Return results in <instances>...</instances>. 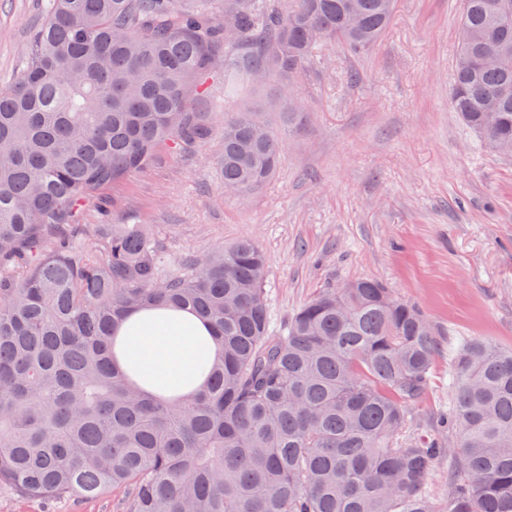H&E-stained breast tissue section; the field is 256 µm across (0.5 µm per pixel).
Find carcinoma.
<instances>
[{
  "instance_id": "1",
  "label": "carcinoma",
  "mask_w": 512,
  "mask_h": 512,
  "mask_svg": "<svg viewBox=\"0 0 512 512\" xmlns=\"http://www.w3.org/2000/svg\"><path fill=\"white\" fill-rule=\"evenodd\" d=\"M50 0L18 82L0 91V487L25 498L126 495V512H512V349L474 338L437 429L410 438L442 332L382 283L326 288L271 327L250 240L170 254L145 224L75 223L162 143L215 133L197 108L265 73L287 84L323 44L376 45L396 0ZM512 0H463L449 102L512 156ZM281 139L267 112L224 113V190L264 184ZM82 232L88 256L73 246ZM142 307L188 308L218 353L195 395L146 393L112 331ZM458 437L448 453L444 431ZM442 456L453 489L433 498Z\"/></svg>"
}]
</instances>
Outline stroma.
I'll use <instances>...</instances> for the list:
<instances>
[{
    "label": "stroma",
    "mask_w": 512,
    "mask_h": 512,
    "mask_svg": "<svg viewBox=\"0 0 512 512\" xmlns=\"http://www.w3.org/2000/svg\"><path fill=\"white\" fill-rule=\"evenodd\" d=\"M49 0H0V88L24 68ZM461 0H397L373 49L327 46L295 78L305 126L285 140L267 184L225 194L224 139L100 187L81 224H146L171 253L255 241L266 265L270 320L283 326L326 288L377 280L441 329L444 349L412 410L428 431L452 398L453 355L474 336L512 348V157L490 152L448 102ZM124 495L87 501L21 498L0 512H124Z\"/></svg>",
    "instance_id": "stroma-1"
}]
</instances>
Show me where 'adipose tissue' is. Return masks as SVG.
Masks as SVG:
<instances>
[{"label": "adipose tissue", "mask_w": 512, "mask_h": 512, "mask_svg": "<svg viewBox=\"0 0 512 512\" xmlns=\"http://www.w3.org/2000/svg\"><path fill=\"white\" fill-rule=\"evenodd\" d=\"M116 362L149 390L185 396L195 390L217 347L208 326L188 311L142 309L114 333Z\"/></svg>", "instance_id": "adipose-tissue-1"}]
</instances>
